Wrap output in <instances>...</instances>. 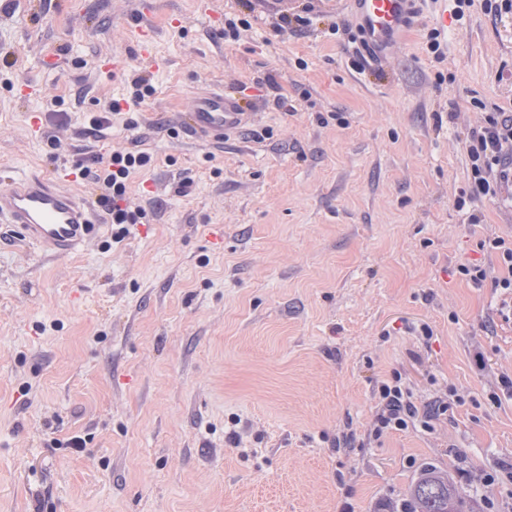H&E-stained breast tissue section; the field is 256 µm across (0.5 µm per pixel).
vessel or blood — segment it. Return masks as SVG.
<instances>
[{
  "label": "vessel or blood",
  "mask_w": 512,
  "mask_h": 512,
  "mask_svg": "<svg viewBox=\"0 0 512 512\" xmlns=\"http://www.w3.org/2000/svg\"><path fill=\"white\" fill-rule=\"evenodd\" d=\"M358 37L372 64L386 70L416 25L419 0H345ZM135 17L126 30L133 57L161 69L156 54L159 33L152 18L159 0H126ZM253 118L245 100L215 87L188 93L175 119L178 131L199 142H220ZM74 171L13 173L0 179V224L13 226L19 239L46 257L61 258L83 247L110 224L105 209L73 185Z\"/></svg>",
  "instance_id": "obj_1"
}]
</instances>
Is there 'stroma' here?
<instances>
[{"label": "stroma", "mask_w": 512, "mask_h": 512, "mask_svg": "<svg viewBox=\"0 0 512 512\" xmlns=\"http://www.w3.org/2000/svg\"><path fill=\"white\" fill-rule=\"evenodd\" d=\"M314 6L304 32L276 35L262 8L240 40L197 8L161 0L158 52L97 74L122 0H12L0 23V171L50 173L95 150L90 116L115 98L106 150L141 149L129 178L143 223L52 260L0 227V512H384L428 466L512 512V483L474 479L512 463V401L490 400L512 374V320L491 285L456 266L483 260L488 233H512V208L455 200L468 183L465 141L483 113L512 111V13L480 5L449 18L445 58L423 23L387 72L352 68L340 0ZM183 29L168 31L170 14ZM58 50L60 64L41 59ZM154 93L132 104V77ZM45 88L20 101L10 88ZM259 93L249 129L220 144L168 132L192 88ZM47 114L49 158L27 115ZM343 113L345 124L317 114ZM161 177L166 193L147 200ZM186 193H177L181 179ZM224 236L214 249L212 234ZM433 330L429 344L412 330ZM482 350L484 368L473 361ZM406 372L428 399L468 394L434 431L351 442L371 419L373 387ZM82 437L81 450L66 442Z\"/></svg>", "instance_id": "stroma-1"}]
</instances>
